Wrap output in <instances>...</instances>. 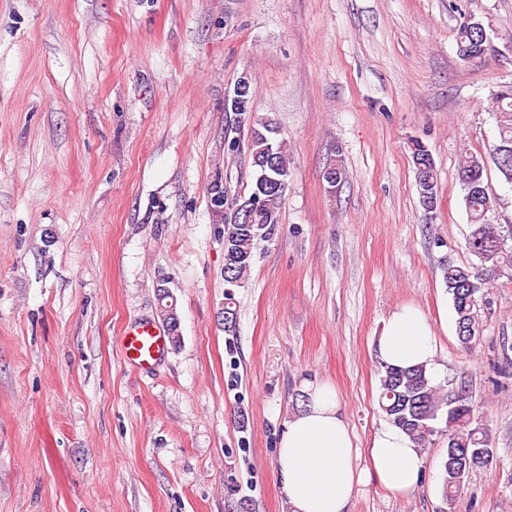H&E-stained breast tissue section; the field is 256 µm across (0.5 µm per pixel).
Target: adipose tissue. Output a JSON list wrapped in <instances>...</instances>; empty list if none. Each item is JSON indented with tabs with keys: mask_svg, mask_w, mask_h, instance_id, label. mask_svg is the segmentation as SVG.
<instances>
[{
	"mask_svg": "<svg viewBox=\"0 0 512 512\" xmlns=\"http://www.w3.org/2000/svg\"><path fill=\"white\" fill-rule=\"evenodd\" d=\"M380 362L424 366L434 372L435 334L423 312L401 305L391 312L377 341ZM304 408L286 422L275 459V475L291 512H345L355 488L376 479L395 493H410L420 484L424 458L410 437L393 425L373 436L360 450L340 413L335 388L305 382ZM367 467H360L361 456Z\"/></svg>",
	"mask_w": 512,
	"mask_h": 512,
	"instance_id": "ef3b65f1",
	"label": "adipose tissue"
}]
</instances>
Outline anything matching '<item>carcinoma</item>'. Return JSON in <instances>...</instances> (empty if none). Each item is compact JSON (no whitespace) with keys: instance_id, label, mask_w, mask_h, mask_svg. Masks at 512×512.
I'll use <instances>...</instances> for the list:
<instances>
[{"instance_id":"cac0c4a2","label":"carcinoma","mask_w":512,"mask_h":512,"mask_svg":"<svg viewBox=\"0 0 512 512\" xmlns=\"http://www.w3.org/2000/svg\"><path fill=\"white\" fill-rule=\"evenodd\" d=\"M495 102L501 105L499 112L501 144H512V87L496 94ZM507 107H502V104ZM278 131L271 124H259L252 128L250 154L254 176L249 195L259 194V207L249 224L230 223L232 210L246 197H229L224 187L215 184L211 188V206L224 223V281L241 283L250 272L259 244L273 237L280 220L283 190L265 186L262 174L278 176V171L288 172V166L277 140ZM272 156L277 171L266 166L267 156ZM464 196L469 198L466 209L473 230L466 245L474 255L488 246H500L499 259L505 268H512V227L503 230L489 221L486 206H496L495 198L489 194H471V186L460 181ZM443 277L451 295L456 318L468 317L474 332H479L476 305L469 297L458 295L459 280L469 279L481 282L480 276L469 267L448 263ZM456 408L448 410V439L455 441L459 448H487L489 439L485 432L473 427V409L466 398L454 395ZM448 402L438 395L433 377L422 366L396 368L387 365L380 370L379 407L387 420L405 431L420 448L426 447L435 432V422Z\"/></svg>"}]
</instances>
